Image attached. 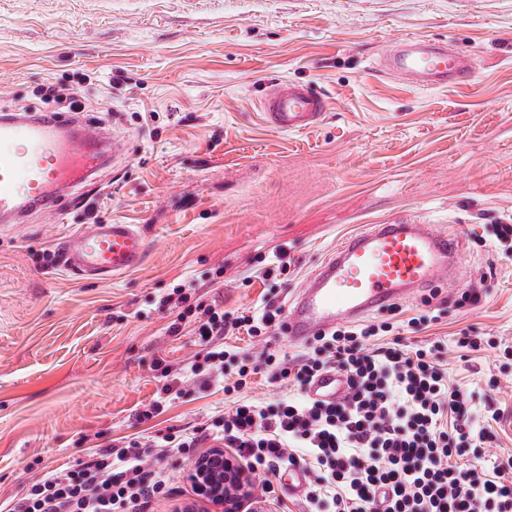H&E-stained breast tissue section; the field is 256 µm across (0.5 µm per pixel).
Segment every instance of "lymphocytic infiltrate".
<instances>
[{"mask_svg":"<svg viewBox=\"0 0 512 512\" xmlns=\"http://www.w3.org/2000/svg\"><path fill=\"white\" fill-rule=\"evenodd\" d=\"M191 297V285L179 283L161 303L177 311L171 332L193 325L199 349L181 366L156 362L162 386L140 417H156L188 389L214 386L231 397L224 412L196 431L168 433L160 444L132 438L96 449L80 470L52 471L24 484L8 512H148L168 486L162 462L169 449L198 448L209 439L234 449L258 473L265 496L273 491L271 473L304 467L307 512H512V460L466 462L492 448L495 435L468 392L449 383L441 345L415 349L397 336L402 327L424 325L427 316L340 325L288 357L272 347L284 315L278 301L235 316ZM241 330L256 339L257 351L225 350V336ZM326 369L345 376L344 396L309 399L308 385ZM262 371L288 382L292 396L243 399Z\"/></svg>","mask_w":512,"mask_h":512,"instance_id":"1","label":"lymphocytic infiltrate"}]
</instances>
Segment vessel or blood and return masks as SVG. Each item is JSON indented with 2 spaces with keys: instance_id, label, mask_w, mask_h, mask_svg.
Instances as JSON below:
<instances>
[{
  "instance_id": "obj_1",
  "label": "vessel or blood",
  "mask_w": 512,
  "mask_h": 512,
  "mask_svg": "<svg viewBox=\"0 0 512 512\" xmlns=\"http://www.w3.org/2000/svg\"><path fill=\"white\" fill-rule=\"evenodd\" d=\"M386 67L421 87L466 83L473 61L444 44L401 42ZM262 120L273 130L297 132L317 125L328 103L310 85L281 79L260 100ZM122 142L107 137L90 118L67 112L0 114V221L21 223L28 212L61 213L72 189L82 187ZM60 266L84 281L127 273L144 260L147 241L137 225L81 224L56 244ZM456 238L430 224H371L347 237L316 270L281 333L300 345L336 325L381 311L409 291L435 285L455 264ZM312 398L333 401L343 393L336 371L319 374Z\"/></svg>"
}]
</instances>
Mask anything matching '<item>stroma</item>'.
Returning <instances> with one entry per match:
<instances>
[{
  "label": "stroma",
  "instance_id": "35a3bbf8",
  "mask_svg": "<svg viewBox=\"0 0 512 512\" xmlns=\"http://www.w3.org/2000/svg\"><path fill=\"white\" fill-rule=\"evenodd\" d=\"M406 39L470 55V83L418 88L382 71ZM278 79L327 98L317 127L259 121ZM47 83L74 92L126 153L97 172L88 203L0 229V504L94 447L222 413L211 389L135 417L160 388L156 361L196 350L190 329L169 334L160 304L177 283L252 311L268 295L258 273L283 247L286 305L370 224L460 240L454 280L437 287L441 320L403 340L448 343L450 378L503 410L496 452L512 456V354L452 346L463 331L512 345V249L480 241L485 225L512 224V0H0V112L57 110L37 94ZM95 221L140 226L141 266L91 283L53 264V241ZM219 268L223 287H207ZM472 287L480 302L457 306Z\"/></svg>",
  "mask_w": 512,
  "mask_h": 512
}]
</instances>
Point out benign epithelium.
Instances as JSON below:
<instances>
[{
  "mask_svg": "<svg viewBox=\"0 0 512 512\" xmlns=\"http://www.w3.org/2000/svg\"><path fill=\"white\" fill-rule=\"evenodd\" d=\"M187 479L195 490L194 498L180 506V512H275L272 504L254 495V475L222 448H212L194 458Z\"/></svg>",
  "mask_w": 512,
  "mask_h": 512,
  "instance_id": "1",
  "label": "benign epithelium"
}]
</instances>
